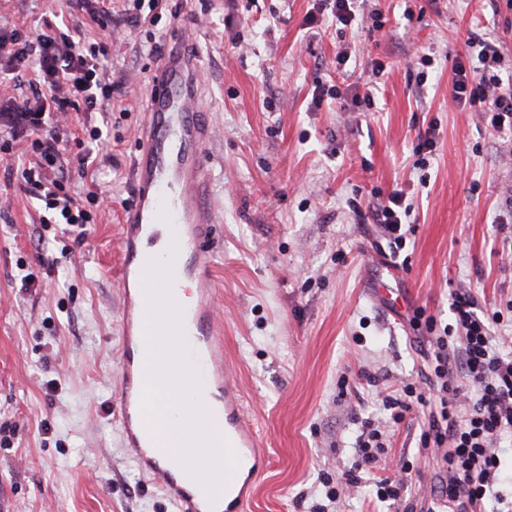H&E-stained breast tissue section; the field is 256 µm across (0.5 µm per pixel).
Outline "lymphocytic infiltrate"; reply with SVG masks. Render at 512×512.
Listing matches in <instances>:
<instances>
[{"label":"lymphocytic infiltrate","instance_id":"obj_1","mask_svg":"<svg viewBox=\"0 0 512 512\" xmlns=\"http://www.w3.org/2000/svg\"><path fill=\"white\" fill-rule=\"evenodd\" d=\"M107 54L106 44L79 46L55 25L33 41H0L6 60L0 71L18 83L24 72L34 75L30 95L15 102L11 116L18 129L32 133L31 147L44 165L55 166L71 112H92L111 99L102 62ZM502 62L497 41L467 37L451 67L450 95L457 104L480 108L494 131L512 133V75L503 76ZM411 214L405 193L394 190L373 207L372 220L400 250ZM452 310L454 325L431 337L425 352L433 397L410 383L400 395H383V408L396 422L412 406L436 405L421 440L423 448L443 451L444 474L431 501L452 503L455 512H512L503 492L512 485V471L495 450L512 442V352L496 344L489 319L477 314L468 294L455 293Z\"/></svg>","mask_w":512,"mask_h":512}]
</instances>
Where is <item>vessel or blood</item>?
<instances>
[{
  "mask_svg": "<svg viewBox=\"0 0 512 512\" xmlns=\"http://www.w3.org/2000/svg\"><path fill=\"white\" fill-rule=\"evenodd\" d=\"M154 92L134 162L137 193L125 209L122 261L116 271L123 294L120 327L122 434L140 472L170 498L177 512H205L211 482L199 479L212 460L181 442L179 423L158 436L142 417L148 377L161 396L181 394L194 402L199 432L224 451V510L243 512L262 466L263 445L241 413L237 386L224 361L214 314L212 253L207 234L216 213L207 202L205 148L212 130L197 106L198 58L186 48L163 54L152 76ZM165 228L164 264L140 249L146 226ZM186 273L198 290L194 308L181 305L173 281Z\"/></svg>",
  "mask_w": 512,
  "mask_h": 512,
  "instance_id": "obj_1",
  "label": "vessel or blood"
}]
</instances>
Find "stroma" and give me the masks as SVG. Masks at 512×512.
Instances as JSON below:
<instances>
[{
	"mask_svg": "<svg viewBox=\"0 0 512 512\" xmlns=\"http://www.w3.org/2000/svg\"><path fill=\"white\" fill-rule=\"evenodd\" d=\"M112 0L114 83L104 112L75 113L59 168L86 213L84 228L24 190L38 153L12 141L0 114V512H174L126 448L120 412L121 215L132 203L133 163L151 90L152 39L198 57L201 104L215 136L207 178L217 222L213 249L217 324L244 413L268 458L245 512H316L356 471L334 512H408L439 472L420 445L430 410L412 407L389 429L373 468L355 470L362 420L383 417L375 392L393 393L422 372L429 322L453 323L455 292L512 342V142L449 95L456 32L498 40L512 66V9L488 0H365L381 13L337 37L330 15L317 32L303 20L315 0H162L153 23L124 25ZM66 0H0V30L35 39L60 21ZM348 50L346 65L336 54ZM427 55L426 77L409 59ZM379 60L370 111L352 103ZM339 99L312 105L316 85ZM434 129L425 169L420 133ZM102 141H94V131ZM98 153L95 178L72 164ZM413 203L395 268L370 209L390 191ZM361 201L355 214L350 199ZM399 291L385 304L377 285ZM403 484L394 504L372 481Z\"/></svg>",
	"mask_w": 512,
	"mask_h": 512,
	"instance_id": "1",
	"label": "stroma"
}]
</instances>
